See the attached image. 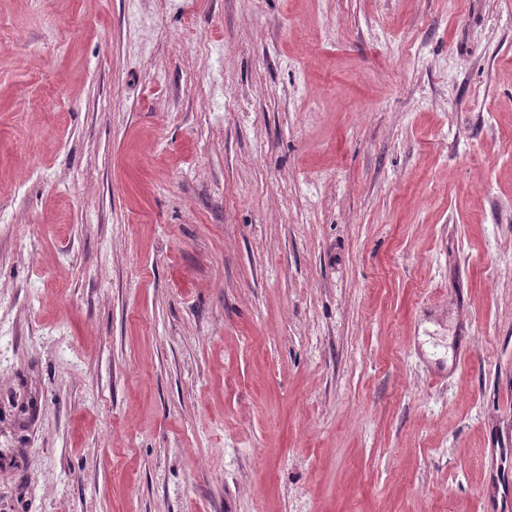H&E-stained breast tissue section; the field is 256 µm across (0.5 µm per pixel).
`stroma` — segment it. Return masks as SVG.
<instances>
[{
    "mask_svg": "<svg viewBox=\"0 0 512 512\" xmlns=\"http://www.w3.org/2000/svg\"><path fill=\"white\" fill-rule=\"evenodd\" d=\"M0 512H512V0H0Z\"/></svg>",
    "mask_w": 512,
    "mask_h": 512,
    "instance_id": "stroma-1",
    "label": "stroma"
}]
</instances>
